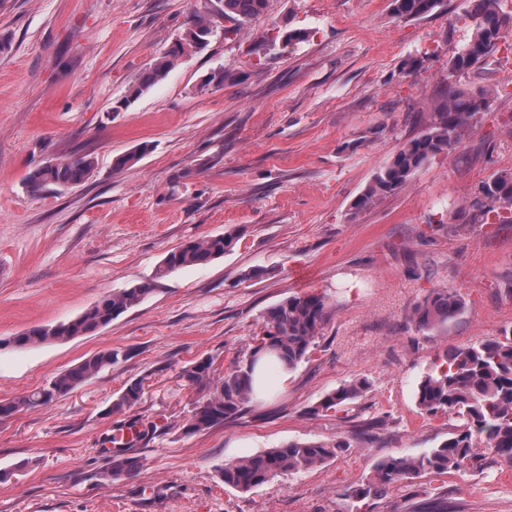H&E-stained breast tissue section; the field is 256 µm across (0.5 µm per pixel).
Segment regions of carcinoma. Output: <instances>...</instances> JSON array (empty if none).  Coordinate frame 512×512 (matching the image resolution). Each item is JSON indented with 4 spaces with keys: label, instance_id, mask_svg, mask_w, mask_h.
Returning a JSON list of instances; mask_svg holds the SVG:
<instances>
[{
    "label": "carcinoma",
    "instance_id": "carcinoma-1",
    "mask_svg": "<svg viewBox=\"0 0 512 512\" xmlns=\"http://www.w3.org/2000/svg\"><path fill=\"white\" fill-rule=\"evenodd\" d=\"M438 3L439 0H391L394 16L411 19L428 15ZM467 3L465 17L472 36L448 64L449 71L456 74L471 70L498 50L504 34H512V18L502 13L499 0H467ZM215 5L224 19L235 23L232 28L235 33L264 14L268 0H216L213 4H205V10L195 12L187 28L198 48H205L213 33L211 13ZM180 57L178 48L173 47L155 59L143 72L131 98H137L143 90L165 79ZM489 110L490 93L486 90L448 86L434 111L423 113L421 131L402 143L391 161L376 173L356 199L354 213L368 210L404 188L432 158L454 154L478 129ZM93 168L94 162L87 154L64 158L55 165L45 163L30 173L27 189L37 195L49 189L77 185L90 177ZM486 198L494 199L496 205L487 206ZM469 209L472 210V224H512V172L498 171L491 178L480 181ZM236 242L237 236L232 232L188 241L168 253L159 274L207 265L231 251ZM153 290L154 283L150 281L115 290L72 320L31 328L12 337L8 343L24 348L90 336L140 304ZM464 305V299L456 291L438 288L414 307L412 319L420 331L446 327ZM329 315L330 306L324 294L290 296L267 311L263 330L252 337L247 354L236 358L224 377L214 379L210 357L185 368L183 378L201 393L185 430L201 432L264 406L267 395L257 392L254 386L256 367H262L265 375L278 367L289 372L295 370L310 359L316 338ZM119 355L117 350L102 351L59 373L45 388L0 401V418L46 406L71 393L102 368L116 362ZM367 387L365 379L344 383L326 394L314 412H335L351 404ZM142 393V381L128 384L112 402L111 411L121 413L131 408ZM415 398L424 413L431 416L454 414L460 425L447 440L428 452L377 462L367 481L352 490V498L356 501L378 498L391 487L425 473L444 475L464 470L478 460L476 449L479 443L484 444L498 462L512 466V329L478 343L446 349L440 364L419 381ZM126 427L134 430L141 440L158 431L157 424L138 420L129 422ZM120 431L122 428L119 427L117 434L107 438L114 447L108 449L110 462L101 473L106 482L128 476L136 467V460L127 455L129 448ZM348 447L350 444L345 440L331 445L316 440L293 441L230 462L220 470L219 476L224 485L249 491L279 475L321 466Z\"/></svg>",
    "mask_w": 512,
    "mask_h": 512
}]
</instances>
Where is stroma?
I'll return each instance as SVG.
<instances>
[{"mask_svg":"<svg viewBox=\"0 0 512 512\" xmlns=\"http://www.w3.org/2000/svg\"><path fill=\"white\" fill-rule=\"evenodd\" d=\"M204 0H0V401L46 386L107 349L119 361L49 405L0 419V512H512V467L482 450L461 473L424 475L358 505L349 487L389 456L420 454L453 432L422 414L415 390L438 356L512 329V225L471 224L475 185L512 171V53L464 74L466 0L421 19L390 0H269L235 35L208 46L132 97ZM306 37L283 45L278 30ZM422 60L420 70L406 63ZM236 74L235 83L210 73ZM482 87L491 108L464 146L439 155L402 190L353 213L354 201L417 135L447 84ZM146 152L118 170L116 156ZM74 154L85 182L31 195L29 173ZM456 223L446 232L439 219ZM236 231L231 252L168 275L187 241ZM154 291L90 336L26 348L10 337L76 318L143 281ZM437 288L465 300L447 328L421 332L415 305ZM304 292L330 317L309 361L258 411L189 434L197 391L183 370L202 357L215 377L247 352L265 313ZM369 387L339 412H316L340 385ZM141 400L111 413L127 383ZM158 432L130 451L112 483L105 437L121 420ZM348 441L326 464L242 492L218 474L292 441Z\"/></svg>","mask_w":512,"mask_h":512,"instance_id":"1","label":"stroma"}]
</instances>
